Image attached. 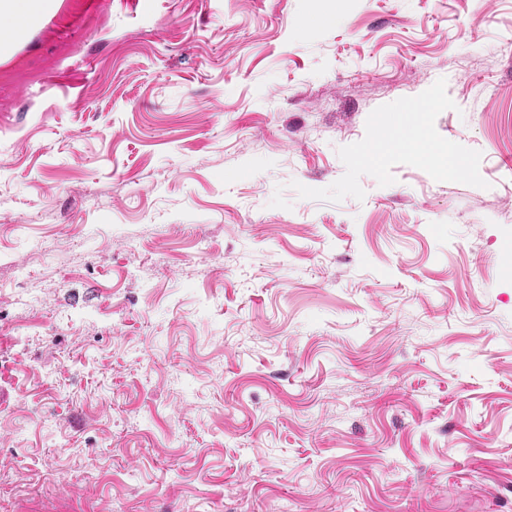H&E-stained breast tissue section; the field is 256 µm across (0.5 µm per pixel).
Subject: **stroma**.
Here are the masks:
<instances>
[{"label": "stroma", "instance_id": "1", "mask_svg": "<svg viewBox=\"0 0 512 512\" xmlns=\"http://www.w3.org/2000/svg\"><path fill=\"white\" fill-rule=\"evenodd\" d=\"M417 129L469 176L361 163ZM510 267L512 0H61L0 61V512H512Z\"/></svg>", "mask_w": 512, "mask_h": 512}]
</instances>
